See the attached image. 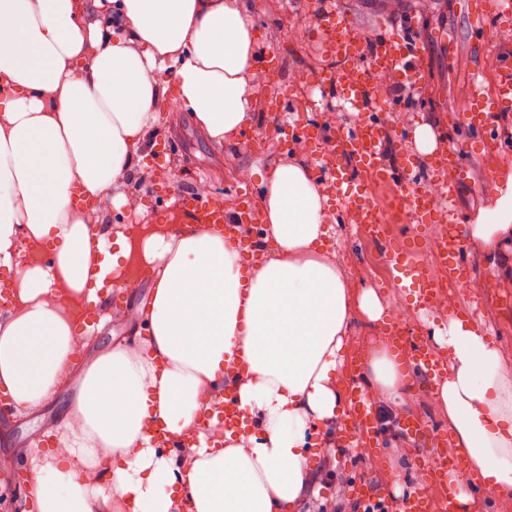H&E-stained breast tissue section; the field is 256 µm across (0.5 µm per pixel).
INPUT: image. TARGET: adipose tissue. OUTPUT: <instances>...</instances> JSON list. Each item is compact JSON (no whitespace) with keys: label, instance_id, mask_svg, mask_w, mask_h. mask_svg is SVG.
Listing matches in <instances>:
<instances>
[{"label":"adipose tissue","instance_id":"obj_1","mask_svg":"<svg viewBox=\"0 0 512 512\" xmlns=\"http://www.w3.org/2000/svg\"><path fill=\"white\" fill-rule=\"evenodd\" d=\"M247 0H0V392L18 413L71 394L30 444L34 512H295L318 480L314 446L347 415L348 330L385 323L374 289L334 261L330 197L302 152L267 169L256 200L266 251L244 261L222 232L167 224L129 232L115 252L92 224L156 131L165 97L217 147L253 124L265 52ZM467 239L497 256L512 238V171L495 176ZM47 262L21 264L23 249ZM134 260L151 288L131 334L83 352L74 312L95 302L102 268ZM448 359L437 398L452 447L485 488L512 497V368L485 331L452 315L435 329ZM232 375L244 418L213 409ZM374 411L411 399L388 347L366 360ZM192 439L167 448L162 437Z\"/></svg>","mask_w":512,"mask_h":512}]
</instances>
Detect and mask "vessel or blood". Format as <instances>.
Returning <instances> with one entry per match:
<instances>
[{"mask_svg": "<svg viewBox=\"0 0 512 512\" xmlns=\"http://www.w3.org/2000/svg\"><path fill=\"white\" fill-rule=\"evenodd\" d=\"M326 49L336 60L343 62L341 72L331 75L330 83L336 84L340 97L351 108L363 112L364 118L358 124L343 130L333 151L316 158L313 170L317 177L329 184L336 194L345 199L352 211L353 220L358 224L371 226L375 237H382L386 219L371 201L373 183L394 184L401 196L409 198L413 221L417 224H432L436 221L439 204H454L465 180L462 148L442 151L435 158L432 167L435 180L440 185L441 196L428 194L424 183L417 179L413 158L398 152L395 162H388L385 154L387 127L371 116L370 110L376 98L377 88L373 77L385 72L395 73L409 85L419 84L423 72L412 63L416 48L399 35L384 36L373 51H366L365 44L353 32L351 18L342 12L329 16ZM512 106V61L504 60L498 65L494 91H485L478 78H471L469 105L462 116L465 126L484 129L486 141L500 146L501 141L494 125L496 117L505 108ZM280 133L286 140L297 137L312 138V131L304 126L294 113L285 112L282 103L272 107ZM174 207L186 216L190 223L207 224L223 229L227 241L251 257H259L261 246L248 230L256 222L247 206H240L235 223L224 220L223 211L214 209L201 199L179 195ZM466 250L463 241L455 231H448L434 247V259L440 268L439 274H432L418 265L412 258L410 248L391 245L387 248L388 265L393 275L409 278L417 298V306L430 308L441 293L444 285H462L468 275L462 255ZM390 341L403 358L408 369H420L432 378L447 375L448 364L437 354L429 339L416 342L402 340L399 334H391ZM225 402L220 409L225 429L239 427L242 416L235 401L232 386L224 388ZM349 397L353 413L345 427L348 438L357 439L359 447L370 448L377 436V423L370 402L359 386H352ZM439 452L419 458V471L429 481L455 473L465 477L466 470L458 452L449 447L447 438H440ZM397 512H459V505L453 498L434 503L427 484L415 486L397 505Z\"/></svg>", "mask_w": 512, "mask_h": 512, "instance_id": "vessel-or-blood-1", "label": "vessel or blood"}]
</instances>
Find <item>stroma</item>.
<instances>
[{"label":"stroma","mask_w":512,"mask_h":512,"mask_svg":"<svg viewBox=\"0 0 512 512\" xmlns=\"http://www.w3.org/2000/svg\"><path fill=\"white\" fill-rule=\"evenodd\" d=\"M468 0H350L353 25L362 32L380 31L413 37L419 43L418 56L426 73L421 86L409 93L386 92L385 102L376 106L379 119L387 122L390 149H413L415 123L432 125L440 149L462 141L469 142L464 156L468 184L455 213L459 224L471 223L489 203L483 191L488 174L512 168V153L506 154L483 143L482 132L466 129L461 117L467 107V91L474 71L485 68L488 55L512 53V17L488 26L485 34H475ZM251 21L268 52L277 61L273 94L286 98L293 112L318 126L316 150H327L340 130L359 122L361 113L344 107L335 87L314 84L320 71L337 69L336 60L323 49V18L312 11L305 0H251ZM254 131L262 136L261 146L239 141L217 148L204 142L188 115L170 120L160 115L156 134L170 142L181 160L175 172L167 162H153L143 152L134 177L124 185L129 196L137 198L144 213L112 210L95 216L96 224L110 228L117 224L152 223L157 209L170 206L175 195L193 192L199 181H210L222 193L225 205H233V191L239 184L241 168L261 169L275 165L284 157L272 126L267 104L256 107ZM162 169L164 177L151 178L153 169ZM339 244L336 261L353 287L374 288L392 309L413 307V293L400 280L391 277L377 255L379 245L362 242L346 208L334 209ZM471 266L469 279L478 292L457 288L441 297L435 312L438 322H447L449 314L472 312L475 320L489 330L499 347L504 364L512 366V240L502 247L498 258H490L480 247L467 251ZM380 443L368 453H347L340 465L328 466L324 455L312 457L319 472L318 496L305 500L302 512H313L316 504L343 500L352 505L357 499V483L383 495L388 502L398 501L414 486L415 461L401 422L380 428Z\"/></svg>","instance_id":"35a3bbf8"}]
</instances>
